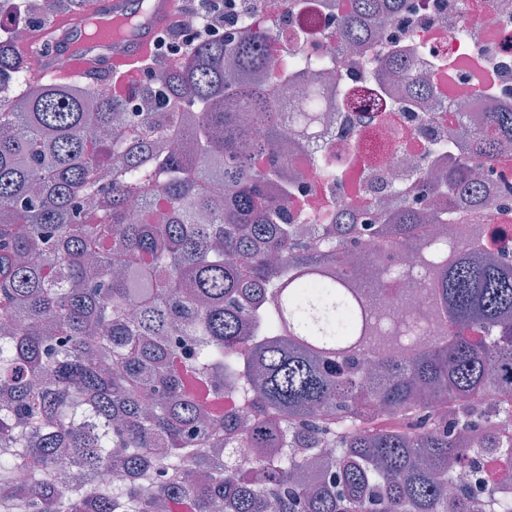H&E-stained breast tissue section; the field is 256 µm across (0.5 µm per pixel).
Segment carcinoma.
I'll return each instance as SVG.
<instances>
[{
  "mask_svg": "<svg viewBox=\"0 0 512 512\" xmlns=\"http://www.w3.org/2000/svg\"><path fill=\"white\" fill-rule=\"evenodd\" d=\"M48 2L36 23L84 6ZM405 3L353 0L341 37L368 45L366 16ZM263 61L244 31L203 40L161 75L183 111L119 126L109 90L28 81L0 41V75L23 82L0 102V512H512V480L446 493L512 421V257L476 224L426 230L484 206L475 170L494 174L512 108L436 178L417 168L383 223L290 224L281 144L336 100L306 92L282 117L235 80ZM315 161L341 180L333 154ZM402 249L414 269L388 265ZM241 444L250 459L224 462ZM61 453L95 493L52 475Z\"/></svg>",
  "mask_w": 512,
  "mask_h": 512,
  "instance_id": "1",
  "label": "carcinoma"
}]
</instances>
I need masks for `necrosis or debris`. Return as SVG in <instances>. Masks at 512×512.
Here are the masks:
<instances>
[{"label":"necrosis or debris","instance_id":"4bbe7bcc","mask_svg":"<svg viewBox=\"0 0 512 512\" xmlns=\"http://www.w3.org/2000/svg\"><path fill=\"white\" fill-rule=\"evenodd\" d=\"M266 12L250 16L252 37L273 39L260 84L269 105L288 112L301 105L313 81L303 70L284 78L287 57L319 58L336 77L329 86L340 102L316 138H289L282 161L295 171L300 192L291 195L290 221L322 224L338 210H355L377 221L407 193L412 166L437 138L464 145L461 127L483 126L490 109L512 104V0H408L407 12L386 20L379 38L363 53L346 50L337 34L343 0H269ZM467 38H457V29ZM407 53L428 76L426 87L384 72L391 54ZM332 147L346 177L327 184L314 161Z\"/></svg>","mask_w":512,"mask_h":512}]
</instances>
